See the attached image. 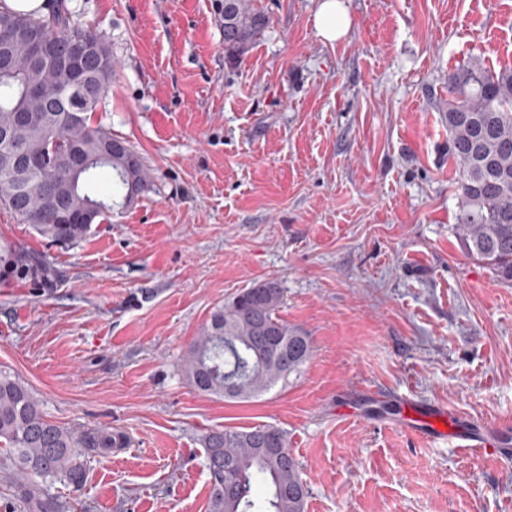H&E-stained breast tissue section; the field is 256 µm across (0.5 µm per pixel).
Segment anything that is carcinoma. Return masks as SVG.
Masks as SVG:
<instances>
[{
	"label": "carcinoma",
	"instance_id": "obj_1",
	"mask_svg": "<svg viewBox=\"0 0 512 512\" xmlns=\"http://www.w3.org/2000/svg\"><path fill=\"white\" fill-rule=\"evenodd\" d=\"M59 12L35 16L0 7L4 27L38 28L66 50L90 44L78 69L53 58L40 65L21 37L0 40V205L51 242H77L89 233L78 221L100 204L85 187L112 170L113 190L130 205L149 189L141 156L129 143L102 156L112 133L91 122L109 91L115 61L106 40L81 26L58 0ZM224 54H245L267 27L252 0H226ZM448 155L459 170L458 236L471 258L512 279V69L492 72L464 65L448 78ZM6 273L30 274L46 284L56 271L41 255L0 252ZM284 295L275 280L243 288L215 308L189 347L181 369L197 391L229 400L257 397L288 384L312 357V337L279 315ZM102 428L61 427L49 421L40 401L19 380L0 372V467L25 491L29 512H64L44 484L64 481L80 489L85 451L114 448ZM208 472L207 512H305L306 483L288 448L286 433L272 425L226 427L203 438Z\"/></svg>",
	"mask_w": 512,
	"mask_h": 512
}]
</instances>
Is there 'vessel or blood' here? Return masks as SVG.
I'll list each match as a JSON object with an SVG mask.
<instances>
[{"label": "vessel or blood", "instance_id": "1", "mask_svg": "<svg viewBox=\"0 0 512 512\" xmlns=\"http://www.w3.org/2000/svg\"><path fill=\"white\" fill-rule=\"evenodd\" d=\"M409 414L399 420L400 428L431 440L458 441L461 447L482 449L500 460H512V424L508 422L470 423L454 430L447 408L416 400H406Z\"/></svg>", "mask_w": 512, "mask_h": 512}]
</instances>
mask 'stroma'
Masks as SVG:
<instances>
[{"instance_id": "1", "label": "stroma", "mask_w": 512, "mask_h": 512, "mask_svg": "<svg viewBox=\"0 0 512 512\" xmlns=\"http://www.w3.org/2000/svg\"><path fill=\"white\" fill-rule=\"evenodd\" d=\"M253 0L269 19L224 54L211 0H67L117 61L94 121L140 153L151 188L51 243L0 206V246L42 253L45 287L0 275V370L50 421L110 428L66 512H207L203 436L283 429L305 512H512V462L394 426L402 400L512 421V281L467 256L442 112L448 77L512 68V0ZM275 280L314 351L248 401L180 365L214 309ZM343 0H321L314 15V26L323 40L334 43L343 38L350 26V18Z\"/></svg>"}]
</instances>
